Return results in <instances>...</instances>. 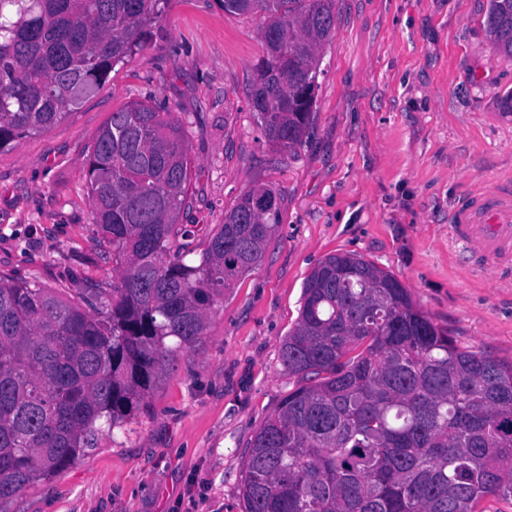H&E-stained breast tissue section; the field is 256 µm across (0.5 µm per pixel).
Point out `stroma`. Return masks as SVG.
<instances>
[{"label":"stroma","mask_w":512,"mask_h":512,"mask_svg":"<svg viewBox=\"0 0 512 512\" xmlns=\"http://www.w3.org/2000/svg\"><path fill=\"white\" fill-rule=\"evenodd\" d=\"M489 0H336L313 121L292 152L250 105L260 20L221 0H165L146 45L49 129L0 151V272L71 296L118 275L96 233L86 159L112 112L148 102L183 121L193 161L182 221L206 246L249 188L282 193L259 266L163 366L139 407L0 512H240L249 442L299 379L279 361L302 284L327 255L389 271L456 345L512 362V271L475 270L451 232L468 193L512 185V60Z\"/></svg>","instance_id":"35a3bbf8"}]
</instances>
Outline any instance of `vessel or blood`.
<instances>
[{
    "instance_id": "1",
    "label": "vessel or blood",
    "mask_w": 512,
    "mask_h": 512,
    "mask_svg": "<svg viewBox=\"0 0 512 512\" xmlns=\"http://www.w3.org/2000/svg\"><path fill=\"white\" fill-rule=\"evenodd\" d=\"M452 228L469 257L495 263L512 257V194L489 190L456 209Z\"/></svg>"
}]
</instances>
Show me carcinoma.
Listing matches in <instances>:
<instances>
[{
	"label": "carcinoma",
	"mask_w": 512,
	"mask_h": 512,
	"mask_svg": "<svg viewBox=\"0 0 512 512\" xmlns=\"http://www.w3.org/2000/svg\"><path fill=\"white\" fill-rule=\"evenodd\" d=\"M164 0H0V151L44 131L147 40ZM262 20L252 102L284 152L308 132L319 49L336 0H223ZM487 25L512 59V0ZM92 219L118 282L106 316L0 274V500L67 467L96 423L145 398L160 367L195 343L208 311L262 261L280 193L244 192L197 264L179 223L191 177L183 125L134 102L112 113L86 159ZM279 359L301 385L250 442L243 512H479L512 500V363L458 347L390 272L326 256L305 278Z\"/></svg>",
	"instance_id": "cac0c4a2"
}]
</instances>
